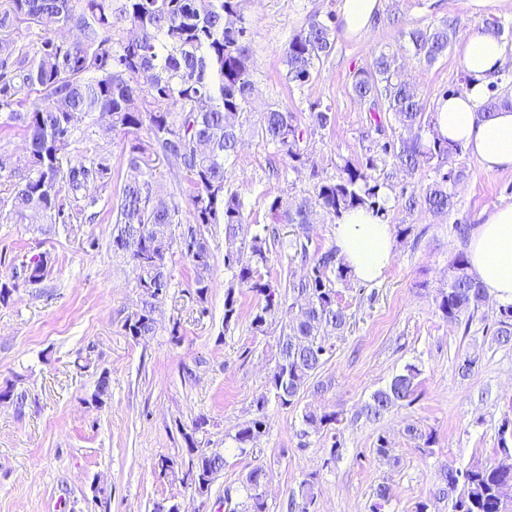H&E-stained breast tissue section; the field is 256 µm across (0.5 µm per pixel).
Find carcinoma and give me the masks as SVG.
<instances>
[{"label": "carcinoma", "instance_id": "1", "mask_svg": "<svg viewBox=\"0 0 512 512\" xmlns=\"http://www.w3.org/2000/svg\"><path fill=\"white\" fill-rule=\"evenodd\" d=\"M241 2L0 0V114H6L26 140L23 155L14 160L0 158V179L12 185L6 219L20 223L33 211L46 224H90L97 217L101 193L111 184L112 167L100 153L71 159L76 133L89 132L96 114L109 117L112 130L127 135L146 128L149 145L135 141L128 149L129 174L112 207V249L129 255L137 287L143 296L154 299L155 291L169 288L165 257L172 245H178L193 263L196 295L202 301L208 291L211 258L204 226L224 225V268L239 287L262 300L253 314V329L263 332L268 320L284 308L294 309L282 328L268 381L270 392L288 407L325 363L328 339L341 334L347 324L338 305L336 283L349 281V272L336 246H312L310 205L335 218L359 206L380 215L386 208L380 185L369 174L376 168V158L369 156L365 166L347 165L338 180L319 185L312 200L285 206L281 199H274L269 208L271 222L263 225L262 232L249 239L241 235L246 223L242 204L239 195L226 188V164L237 152L254 92L250 31ZM48 22L74 27L77 37L65 42L44 36L36 44H17L15 35L21 30ZM119 23L129 25V35L117 36ZM453 35V27L446 22L407 32L415 54L429 64L444 56ZM334 44L331 25L310 21L285 49L286 79L307 82ZM393 65L392 57L383 52L374 56L371 69L354 75L352 91L369 102L373 115L391 111L407 127L420 130L425 113ZM331 122L330 107L319 103L311 106L305 125L295 113L270 104L261 113L258 133L277 151L300 162L304 139ZM380 150L410 176L430 166L440 175L421 195L401 191L407 210L422 207L438 216L453 208L448 181L459 174L444 167L459 147L435 139L426 144L418 133L397 145L387 141ZM155 156L175 162L189 177L192 222L178 235L181 206L174 194L161 196L152 166ZM279 224H293L298 233L286 242L280 238ZM271 240L292 250L306 266L305 274L289 283L286 295L259 271L268 261ZM486 299L466 254L457 253L448 263V284L435 296L438 311L451 323L470 322ZM237 317V299L230 288L224 300V324ZM125 331L136 338L155 332L149 302L127 317ZM494 336L500 344L512 343V304L500 306ZM419 375L416 365H405L385 387L371 394L362 414L378 420L394 406L412 403ZM264 405L258 401L254 417L236 432L234 440L243 452L254 448L266 432ZM303 422L317 432L339 422V417L334 412L308 410ZM507 433L502 429L500 460L467 468L450 465L440 474L452 512H512L506 508V503L512 504V448ZM223 469L222 454L200 452L192 456L185 476L198 494L205 495ZM264 476L262 469L254 468L246 478L247 512H265V501L254 487Z\"/></svg>", "mask_w": 512, "mask_h": 512}]
</instances>
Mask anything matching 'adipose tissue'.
Listing matches in <instances>:
<instances>
[{"label": "adipose tissue", "instance_id": "obj_1", "mask_svg": "<svg viewBox=\"0 0 512 512\" xmlns=\"http://www.w3.org/2000/svg\"><path fill=\"white\" fill-rule=\"evenodd\" d=\"M380 6V0H342L345 34H367ZM461 53L470 83L464 92L436 99L434 136L469 151L486 172L512 171V108L484 109L505 61L504 45L497 36L482 32L469 37ZM333 235L339 257L358 282L378 280L393 260V229L369 208L344 212ZM468 257L487 295L512 304V204L491 211L473 231Z\"/></svg>", "mask_w": 512, "mask_h": 512}]
</instances>
